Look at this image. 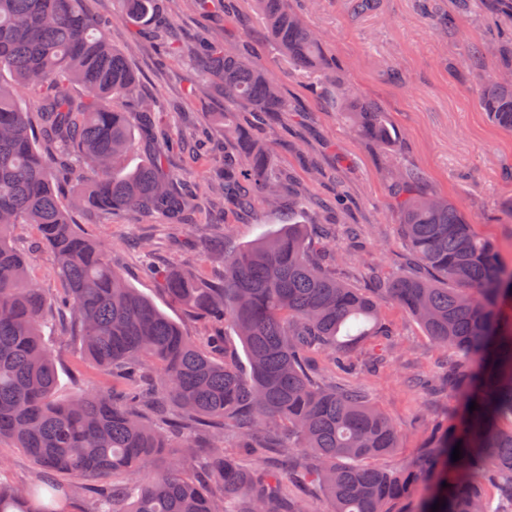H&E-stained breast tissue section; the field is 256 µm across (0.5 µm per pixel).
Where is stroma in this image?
Masks as SVG:
<instances>
[{"instance_id":"1","label":"stroma","mask_w":512,"mask_h":512,"mask_svg":"<svg viewBox=\"0 0 512 512\" xmlns=\"http://www.w3.org/2000/svg\"><path fill=\"white\" fill-rule=\"evenodd\" d=\"M87 4L97 29L128 51L138 95L154 103L173 132L206 136L207 148L170 163L178 181L198 190L191 224H167L141 211L112 215L94 209L74 212L73 221L83 236L105 240L116 270L207 347L212 327L168 297L162 271L191 264L206 281L223 283L224 250L279 228L288 212L259 202L241 212L208 195L224 150L232 145L224 128L247 125L252 119L247 106H238L226 125H217L224 99L205 82L198 59L165 53L152 32L122 18L119 0ZM177 4L180 41L192 43L206 31L221 30L225 52L251 53L291 104V111L273 118L277 133L267 143L268 156L284 176L285 196L303 200L296 219L307 225L311 239H318L322 225H332L338 258L331 271L338 278L369 294L394 277L417 273L397 221L391 186L397 167L418 171L420 192L454 203L512 265V214L502 207L512 198V133L496 127L477 103L478 78L499 70V47L512 36V27L496 20L486 0H472L466 10L457 0H377L363 13L354 11L353 0H293L335 58L339 79L384 110L398 138L389 151L356 132L343 113L326 107L318 76L282 63L251 0H236L229 16L223 0H212L206 12L196 10L194 0ZM451 14L458 17L453 28L444 24ZM468 44L483 49L474 68L461 63ZM353 225L360 231L355 241L348 235ZM12 239L40 287L61 292L64 282L35 226L16 225ZM381 305L395 345L386 370L348 371L328 363L323 370L326 381L366 393L401 430L398 449L377 461L392 469L422 455L427 437L460 407L442 367L449 350L438 347L396 303L385 299ZM47 342L56 352L57 399L111 385L109 374L81 357L77 343L58 335Z\"/></svg>"}]
</instances>
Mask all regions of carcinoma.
Segmentation results:
<instances>
[{"mask_svg":"<svg viewBox=\"0 0 512 512\" xmlns=\"http://www.w3.org/2000/svg\"><path fill=\"white\" fill-rule=\"evenodd\" d=\"M172 0H121L122 17L141 25L170 12ZM282 59L323 76L336 112L378 147L395 143L380 106L361 100L336 77L319 35L291 0H252ZM165 47L197 57L224 95V111L249 106L256 122L289 110L269 73L249 57L224 52L217 32L184 45L167 32ZM506 64L480 80L479 105L512 131V47ZM0 440L8 439L40 472L20 485L0 482V512H60V477L97 484L90 512H305L290 489L321 488L331 512H391L419 494L417 512H488L474 480L486 473L498 492L495 512H512V265L480 236L455 205L416 191L420 174L399 169L401 224L422 270L380 289L437 344L458 354L448 384L463 411L431 433L428 452L394 470L367 460L399 447L400 433L368 396L323 382L317 350L347 355L389 340L380 298L328 270L332 251L316 252L304 225L284 224L258 241L224 252V283L203 281L191 266L168 271L167 294L241 340L247 373L201 350L177 321L131 287L103 241L81 235L71 203L112 214L138 210L184 223L196 195L166 173L189 148L167 129L140 167L124 161L131 115L154 108L135 93L126 51L95 27L85 0H0ZM75 87L79 96L66 88ZM28 93L31 113L20 104ZM224 174L210 182L238 208L254 202L280 209L282 184L264 148L238 129ZM17 224L37 228L66 290L54 296L29 276L11 244ZM69 313L64 334L78 341L115 385L53 399L57 368L44 329ZM476 410L471 411V404ZM235 431L242 453L274 448L298 466L265 470L224 454ZM285 431L288 439L279 432ZM462 458L452 460L456 444ZM175 454L166 453L171 447Z\"/></svg>","mask_w":512,"mask_h":512,"instance_id":"1","label":"carcinoma"}]
</instances>
